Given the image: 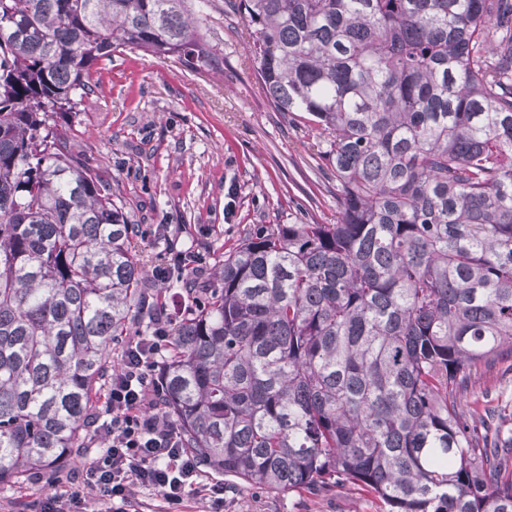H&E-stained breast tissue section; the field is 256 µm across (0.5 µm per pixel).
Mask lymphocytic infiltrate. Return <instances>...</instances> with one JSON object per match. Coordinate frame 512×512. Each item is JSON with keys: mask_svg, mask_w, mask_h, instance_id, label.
Segmentation results:
<instances>
[{"mask_svg": "<svg viewBox=\"0 0 512 512\" xmlns=\"http://www.w3.org/2000/svg\"><path fill=\"white\" fill-rule=\"evenodd\" d=\"M170 343L164 320L132 339L113 369L91 438L98 448L82 470L56 477L40 512H76L87 495L101 496L109 512H130L136 492L160 493L167 512H181L189 495H203L210 512H223L224 486L201 481L200 465L186 453L175 424L162 413L154 371Z\"/></svg>", "mask_w": 512, "mask_h": 512, "instance_id": "f902f5d3", "label": "lymphocytic infiltrate"}]
</instances>
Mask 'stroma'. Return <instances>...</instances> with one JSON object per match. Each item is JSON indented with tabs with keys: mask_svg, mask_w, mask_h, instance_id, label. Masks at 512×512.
Instances as JSON below:
<instances>
[{
	"mask_svg": "<svg viewBox=\"0 0 512 512\" xmlns=\"http://www.w3.org/2000/svg\"><path fill=\"white\" fill-rule=\"evenodd\" d=\"M202 29L224 52V71L195 74L169 60L114 55L99 86L65 129L72 142L112 181L130 223L141 233L140 257L167 258L194 247L211 258L233 247L256 224H332L339 216L336 182L295 119L270 107L240 36L209 0ZM468 400L512 406V360L473 369ZM52 471L0 485V512H35L51 488ZM205 483L225 488L224 512H377L356 486L315 495L273 493L203 469Z\"/></svg>",
	"mask_w": 512,
	"mask_h": 512,
	"instance_id": "obj_1",
	"label": "stroma"
}]
</instances>
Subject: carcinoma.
I'll return each instance as SVG.
<instances>
[{
  "label": "carcinoma",
  "mask_w": 512,
  "mask_h": 512,
  "mask_svg": "<svg viewBox=\"0 0 512 512\" xmlns=\"http://www.w3.org/2000/svg\"><path fill=\"white\" fill-rule=\"evenodd\" d=\"M206 0H0V485L75 457L115 347L178 289L163 412L206 465L379 512H512V437L459 394L512 354V0H226L334 224H258L200 286L153 274L70 144L103 61L224 72Z\"/></svg>",
  "instance_id": "carcinoma-1"
}]
</instances>
